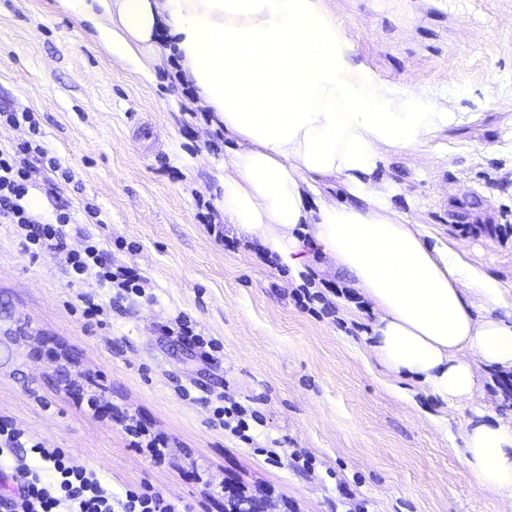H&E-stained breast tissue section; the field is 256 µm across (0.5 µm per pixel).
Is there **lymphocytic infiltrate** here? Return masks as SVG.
Wrapping results in <instances>:
<instances>
[{"label":"lymphocytic infiltrate","instance_id":"obj_1","mask_svg":"<svg viewBox=\"0 0 512 512\" xmlns=\"http://www.w3.org/2000/svg\"><path fill=\"white\" fill-rule=\"evenodd\" d=\"M0 119L27 131L15 146L0 148V221L13 226L22 245L63 257L76 281L92 279L103 287L143 294L147 277L131 267H112L98 245L89 242L80 250L68 247L67 227L72 221L68 209L57 208L51 222L32 211L26 200L30 185L44 180L47 194L55 197L61 183L73 182L74 174L38 140L33 112L4 110ZM30 453L48 463L49 476L27 464ZM3 456L17 461L11 474L16 490L11 498L0 499V512H190L183 500L160 490L129 487L122 495H113L94 472L74 464L62 449L45 447L26 430L0 421Z\"/></svg>","mask_w":512,"mask_h":512}]
</instances>
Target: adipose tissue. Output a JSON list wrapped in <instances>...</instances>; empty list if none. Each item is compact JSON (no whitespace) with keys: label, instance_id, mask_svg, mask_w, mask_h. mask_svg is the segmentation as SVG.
<instances>
[{"label":"adipose tissue","instance_id":"obj_1","mask_svg":"<svg viewBox=\"0 0 512 512\" xmlns=\"http://www.w3.org/2000/svg\"><path fill=\"white\" fill-rule=\"evenodd\" d=\"M113 56L150 73L153 32L166 24L184 80L235 145L219 176L229 223L256 236L292 273L306 244L346 268L379 312L372 355L444 403L477 390L476 363L512 368V282L471 267L448 243H427L374 174L382 150L418 152L447 121L425 93L396 88L356 63L321 0H60ZM340 180L342 202L321 191ZM477 486L512 499V426L464 434Z\"/></svg>","mask_w":512,"mask_h":512}]
</instances>
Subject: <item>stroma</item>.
Segmentation results:
<instances>
[{
	"label": "stroma",
	"mask_w": 512,
	"mask_h": 512,
	"mask_svg": "<svg viewBox=\"0 0 512 512\" xmlns=\"http://www.w3.org/2000/svg\"><path fill=\"white\" fill-rule=\"evenodd\" d=\"M322 2L358 62L448 112L422 152L384 149L376 180L398 186L393 204L411 223L511 281L512 0H483L476 20L468 0ZM194 100L172 60L134 71L58 0H0V109L33 111L43 145L75 175L54 201L30 187L29 204L47 220L68 206L70 248L93 237L152 282L85 325L62 259L23 250L0 225V307L48 339L0 365V420L63 449L113 494L160 489L193 512H224L231 487L270 512H349L346 489L364 512H512L460 454L473 423L512 425L496 367L479 368L473 403L448 406L373 359L378 315L346 270L311 255L307 275L337 288L335 314L318 317L296 305L298 282L277 258L215 240L204 216L231 143ZM182 313L222 343L214 360L166 335ZM54 351L85 373L82 390L53 379ZM101 388L109 405L92 409ZM221 394L259 410L252 442L213 423ZM130 417L166 439L162 457L132 444ZM297 448L311 469L292 466Z\"/></svg>",
	"instance_id": "35a3bbf8"
}]
</instances>
